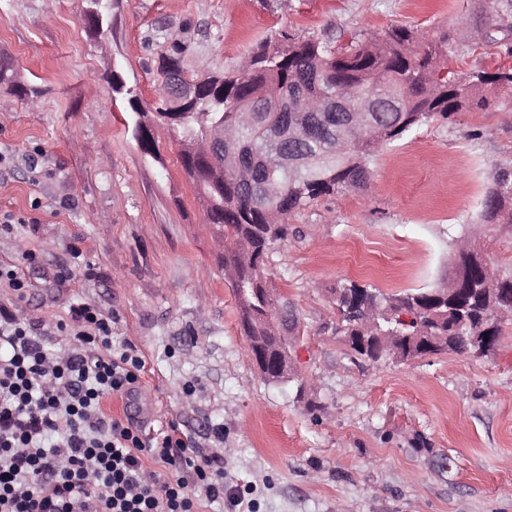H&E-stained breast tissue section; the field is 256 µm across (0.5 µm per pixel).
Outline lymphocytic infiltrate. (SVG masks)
Returning <instances> with one entry per match:
<instances>
[{
	"instance_id": "obj_1",
	"label": "lymphocytic infiltrate",
	"mask_w": 512,
	"mask_h": 512,
	"mask_svg": "<svg viewBox=\"0 0 512 512\" xmlns=\"http://www.w3.org/2000/svg\"><path fill=\"white\" fill-rule=\"evenodd\" d=\"M72 318L77 345L56 353L0 305V512H199L223 499L222 456L105 415L103 398L134 391L142 361L113 349L96 308ZM146 450L163 471L145 467Z\"/></svg>"
}]
</instances>
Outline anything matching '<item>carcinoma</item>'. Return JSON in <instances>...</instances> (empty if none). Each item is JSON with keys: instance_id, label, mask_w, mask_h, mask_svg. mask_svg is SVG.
Returning a JSON list of instances; mask_svg holds the SVG:
<instances>
[{"instance_id": "carcinoma-1", "label": "carcinoma", "mask_w": 512, "mask_h": 512, "mask_svg": "<svg viewBox=\"0 0 512 512\" xmlns=\"http://www.w3.org/2000/svg\"><path fill=\"white\" fill-rule=\"evenodd\" d=\"M461 25L460 37L479 28L485 43L512 56V0H481L477 13ZM453 43L445 27L393 26L344 49L284 34L280 40L259 43L241 71L207 77L188 103L166 96L168 76L158 71L162 85L152 109L188 113L177 125L179 159L185 160L191 142L222 118L224 130L233 136L227 149L250 173L246 183L227 173L220 182L211 179L213 167L204 161L185 169L201 203L208 204L207 223L231 243L224 251V271L237 297L239 319L249 309L265 315L276 306L286 331L297 325L288 303L249 292L262 287L270 251L288 236V216L321 197L365 189L369 158L422 124L449 120L459 112L512 105V68L493 72L477 68L457 75L447 70ZM0 85L31 100L40 95L38 87L21 84L13 65L2 59ZM346 90L353 91L358 101L381 94L389 102L378 113V129L354 131L342 142L340 123L312 108ZM302 109L310 118L309 141L302 144L300 167L286 169L279 164L282 135L292 114ZM504 218L512 221V174L507 172L500 173L488 190L481 223L496 224ZM459 278L465 300L472 297L473 288L491 296L498 287L512 289V278L502 277L496 286L485 283L478 267L468 260ZM328 292L340 316L336 333L342 336L356 335L359 314L365 311L380 314L382 331L457 336L456 353L466 352L465 337L481 334L484 315L474 309L467 318L459 317L448 311L446 296L438 298L437 316L421 310L431 299L430 291L389 295L349 281Z\"/></svg>"}]
</instances>
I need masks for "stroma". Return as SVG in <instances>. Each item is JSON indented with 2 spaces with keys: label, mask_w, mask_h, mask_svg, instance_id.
Here are the masks:
<instances>
[{
  "label": "stroma",
  "mask_w": 512,
  "mask_h": 512,
  "mask_svg": "<svg viewBox=\"0 0 512 512\" xmlns=\"http://www.w3.org/2000/svg\"><path fill=\"white\" fill-rule=\"evenodd\" d=\"M84 4L0 0V57L42 91L30 103L0 88V265L25 285L19 302L0 287V304L58 347L73 307L109 317L113 345L144 367L103 411L149 437L177 426L223 455L224 499L201 512H512V323L484 355L374 362L336 335L327 293L347 280L438 287L463 238L512 277V223L480 221L497 173L512 170V110L426 123L369 159L366 190L289 216L266 277L297 315L295 379L270 384L178 144L161 129L158 158L143 154L125 93L149 105L176 44L196 78L239 70L284 31L344 47L393 25L455 27L478 0H112L100 34L83 26ZM502 64L512 58L475 40L448 58L460 73Z\"/></svg>",
  "instance_id": "stroma-1"
}]
</instances>
